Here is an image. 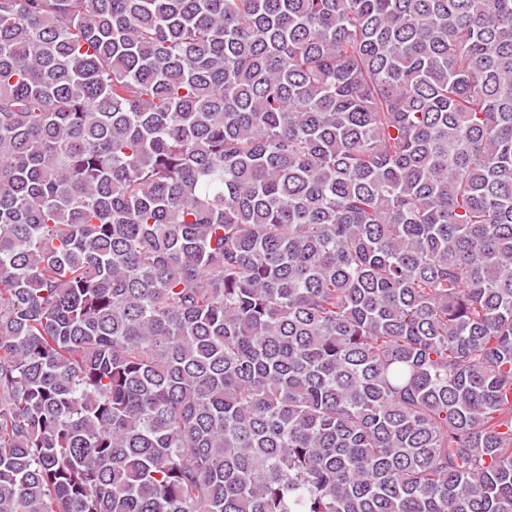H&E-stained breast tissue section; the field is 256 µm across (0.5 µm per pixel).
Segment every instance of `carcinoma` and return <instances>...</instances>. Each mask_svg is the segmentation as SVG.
<instances>
[{
	"instance_id": "obj_1",
	"label": "carcinoma",
	"mask_w": 512,
	"mask_h": 512,
	"mask_svg": "<svg viewBox=\"0 0 512 512\" xmlns=\"http://www.w3.org/2000/svg\"><path fill=\"white\" fill-rule=\"evenodd\" d=\"M0 512H512V0H0Z\"/></svg>"
}]
</instances>
